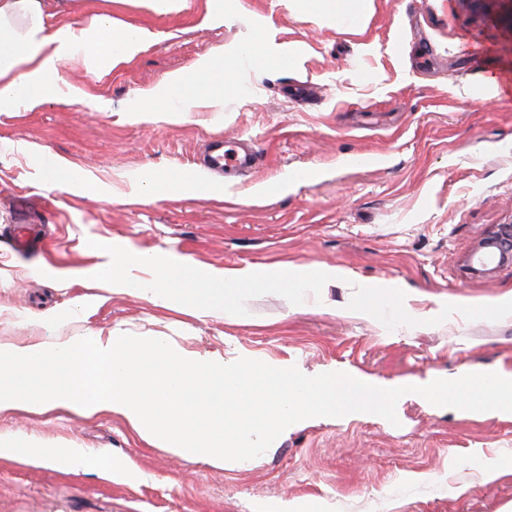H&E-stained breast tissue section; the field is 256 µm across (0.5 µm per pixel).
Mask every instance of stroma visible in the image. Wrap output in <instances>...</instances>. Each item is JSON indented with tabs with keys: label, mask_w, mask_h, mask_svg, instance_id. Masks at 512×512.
Segmentation results:
<instances>
[{
	"label": "stroma",
	"mask_w": 512,
	"mask_h": 512,
	"mask_svg": "<svg viewBox=\"0 0 512 512\" xmlns=\"http://www.w3.org/2000/svg\"><path fill=\"white\" fill-rule=\"evenodd\" d=\"M106 10L149 34L140 51L80 61L63 94L0 112V344L52 345L81 336H163L177 349L233 362L285 361L313 376L345 372L382 387L422 386L512 370V315L453 314L387 331L347 313L353 290L329 281L315 305L276 294L245 316L196 317L90 280L97 244L172 253L202 268H341L405 292L414 316L447 303L512 301V264L490 278L466 259L481 235L512 224V8L489 0H371L361 25L295 0H56L55 25ZM288 46V66L254 68L243 50L260 30ZM239 53L245 80L222 105L184 112L133 106L173 72ZM215 137L255 139L262 160L234 197L197 176L178 193L153 182L181 174ZM51 154L73 175L46 179ZM375 153L364 169L349 156ZM318 172L310 182L299 171ZM282 194L259 196L269 181ZM98 185L97 196L84 186ZM27 198L46 225V253L22 258L3 237ZM398 424L367 413L290 426L263 455L216 467L141 438L120 416L0 412V436L111 456L70 471L0 458V512H512V418L402 397ZM507 464L484 479L473 461Z\"/></svg>",
	"instance_id": "stroma-1"
}]
</instances>
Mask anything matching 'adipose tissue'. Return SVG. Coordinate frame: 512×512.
I'll return each instance as SVG.
<instances>
[{"mask_svg":"<svg viewBox=\"0 0 512 512\" xmlns=\"http://www.w3.org/2000/svg\"><path fill=\"white\" fill-rule=\"evenodd\" d=\"M45 0H0V111L33 107L61 93L62 70L82 57L113 58L134 55L138 36L115 28L109 14L89 15L80 27L50 29L45 25ZM224 56L201 60L189 70L169 78L160 89L148 95L143 109L167 112L172 100L195 106H216L224 99L226 85L215 73ZM30 455L73 471L111 467L109 457L72 448L29 447Z\"/></svg>","mask_w":512,"mask_h":512,"instance_id":"obj_1","label":"adipose tissue"}]
</instances>
